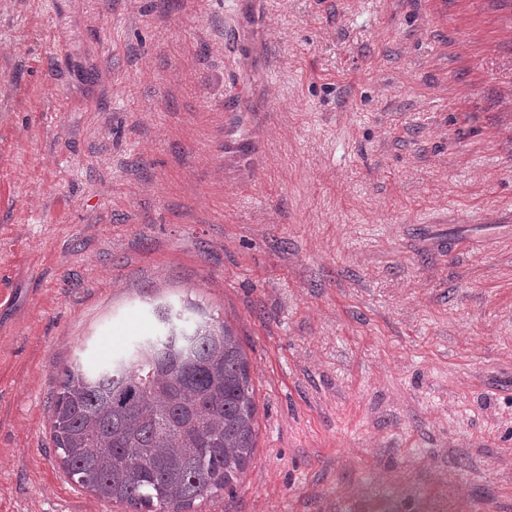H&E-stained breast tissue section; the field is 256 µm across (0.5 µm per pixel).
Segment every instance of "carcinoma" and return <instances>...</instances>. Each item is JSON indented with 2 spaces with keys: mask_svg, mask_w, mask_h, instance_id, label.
<instances>
[{
  "mask_svg": "<svg viewBox=\"0 0 512 512\" xmlns=\"http://www.w3.org/2000/svg\"><path fill=\"white\" fill-rule=\"evenodd\" d=\"M157 334L108 366L63 372L50 408L68 476L105 503L183 512L245 473L256 438L249 363L194 302L159 306Z\"/></svg>",
  "mask_w": 512,
  "mask_h": 512,
  "instance_id": "obj_1",
  "label": "carcinoma"
}]
</instances>
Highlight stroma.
Returning a JSON list of instances; mask_svg holds the SVG:
<instances>
[{
    "label": "stroma",
    "instance_id": "obj_1",
    "mask_svg": "<svg viewBox=\"0 0 512 512\" xmlns=\"http://www.w3.org/2000/svg\"><path fill=\"white\" fill-rule=\"evenodd\" d=\"M199 303L256 448L189 512H512V0H0V512L61 371Z\"/></svg>",
    "mask_w": 512,
    "mask_h": 512
}]
</instances>
